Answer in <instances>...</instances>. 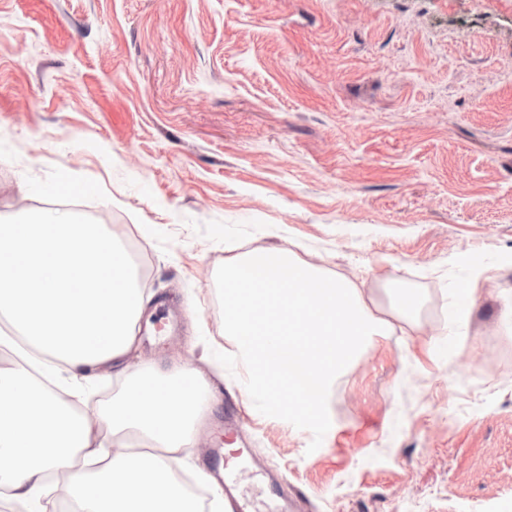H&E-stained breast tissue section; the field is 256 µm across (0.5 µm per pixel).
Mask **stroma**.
I'll use <instances>...</instances> for the list:
<instances>
[{
  "label": "stroma",
  "instance_id": "obj_1",
  "mask_svg": "<svg viewBox=\"0 0 512 512\" xmlns=\"http://www.w3.org/2000/svg\"><path fill=\"white\" fill-rule=\"evenodd\" d=\"M61 173L182 312L144 356L222 387L297 512L512 503V0H0V222L67 209ZM271 246L420 307L337 380L312 453L211 355L218 267Z\"/></svg>",
  "mask_w": 512,
  "mask_h": 512
}]
</instances>
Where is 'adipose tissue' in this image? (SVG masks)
Listing matches in <instances>:
<instances>
[{
  "label": "adipose tissue",
  "instance_id": "adipose-tissue-1",
  "mask_svg": "<svg viewBox=\"0 0 512 512\" xmlns=\"http://www.w3.org/2000/svg\"><path fill=\"white\" fill-rule=\"evenodd\" d=\"M150 299L125 248L101 225L45 213L0 225V317L29 359L1 368L0 487L23 506L61 491L82 512H198L175 472L217 406L200 370L144 362L130 371ZM66 372V394L44 385ZM123 380L94 426L81 413L86 381ZM66 470L64 486L49 474Z\"/></svg>",
  "mask_w": 512,
  "mask_h": 512
}]
</instances>
